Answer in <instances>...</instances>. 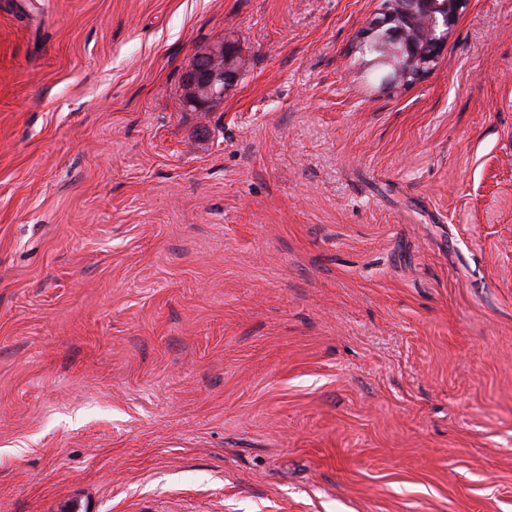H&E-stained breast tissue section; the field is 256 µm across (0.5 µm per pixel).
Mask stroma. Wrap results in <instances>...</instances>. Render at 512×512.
Listing matches in <instances>:
<instances>
[{
	"label": "stroma",
	"instance_id": "stroma-1",
	"mask_svg": "<svg viewBox=\"0 0 512 512\" xmlns=\"http://www.w3.org/2000/svg\"><path fill=\"white\" fill-rule=\"evenodd\" d=\"M379 4L0 0V512H512V0ZM406 1L407 3L404 6V13L407 15V17H405L406 20L411 21L408 16L417 17L418 14L422 12H427L430 16L428 19L426 35L428 37H433L430 44L432 51L426 52L424 60L419 62L417 69L413 72L406 71L404 73H399L394 81L391 77L387 78L384 82V85L387 87L396 86L398 84L401 86L410 85L426 76L432 68L431 63L437 59L443 45H445L448 29L456 21L466 0H435L438 8L444 6V2L448 1V11L440 15L439 9L433 10L436 13L429 10L432 6L429 2H425L426 0ZM386 16V20L380 22L377 24L378 19ZM369 26L376 25L373 29L367 30L365 32H362L359 37V49L364 53L363 48L364 46L372 41L374 39L373 34L378 30L381 29L384 26H387L389 24H397L396 27L388 28V29H381L377 31L375 34V37L381 36V39L387 43L392 44L394 47H397L399 45H407L408 40V31L404 28V24L402 21H399L397 19V15L395 17H392L390 13H386L385 15L383 13L377 12L376 15L368 22ZM383 32V33H382ZM206 65L188 73L185 105L195 112H209L233 86L238 76L237 52L228 43H220L203 55Z\"/></svg>",
	"mask_w": 512,
	"mask_h": 512
}]
</instances>
